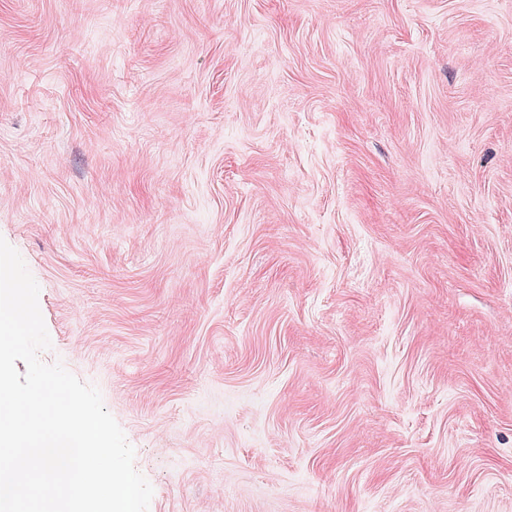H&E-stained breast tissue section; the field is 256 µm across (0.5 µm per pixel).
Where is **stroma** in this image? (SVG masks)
Returning <instances> with one entry per match:
<instances>
[{
  "label": "stroma",
  "mask_w": 512,
  "mask_h": 512,
  "mask_svg": "<svg viewBox=\"0 0 512 512\" xmlns=\"http://www.w3.org/2000/svg\"><path fill=\"white\" fill-rule=\"evenodd\" d=\"M0 237L149 512H512V0H0Z\"/></svg>",
  "instance_id": "35a3bbf8"
}]
</instances>
